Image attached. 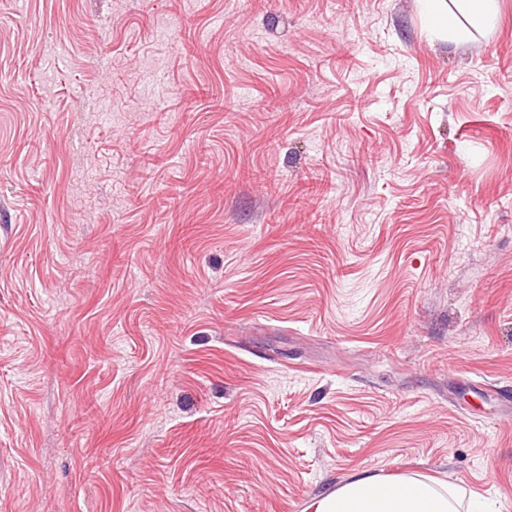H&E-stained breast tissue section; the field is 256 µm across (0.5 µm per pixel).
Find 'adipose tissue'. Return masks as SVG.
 I'll use <instances>...</instances> for the list:
<instances>
[{"label": "adipose tissue", "mask_w": 512, "mask_h": 512, "mask_svg": "<svg viewBox=\"0 0 512 512\" xmlns=\"http://www.w3.org/2000/svg\"><path fill=\"white\" fill-rule=\"evenodd\" d=\"M434 26L469 37L470 28L493 29L499 0H459L450 7L446 0H424ZM313 512H497L495 503L467 499L464 489L419 473L394 480L376 474H358L336 489L316 498Z\"/></svg>", "instance_id": "obj_1"}]
</instances>
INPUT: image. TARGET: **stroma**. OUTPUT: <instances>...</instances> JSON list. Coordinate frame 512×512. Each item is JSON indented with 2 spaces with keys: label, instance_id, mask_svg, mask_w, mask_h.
<instances>
[{
  "label": "stroma",
  "instance_id": "obj_1",
  "mask_svg": "<svg viewBox=\"0 0 512 512\" xmlns=\"http://www.w3.org/2000/svg\"><path fill=\"white\" fill-rule=\"evenodd\" d=\"M0 0V512H512V0ZM425 8L434 26L447 33H452L458 40L464 41L469 37V29L462 24L458 15H466L469 25L485 30H492L498 18V0H450L460 3L453 9L446 0H424ZM311 507L314 512H498L494 502L466 503L464 489L419 473L394 480L358 474Z\"/></svg>",
  "mask_w": 512,
  "mask_h": 512
}]
</instances>
